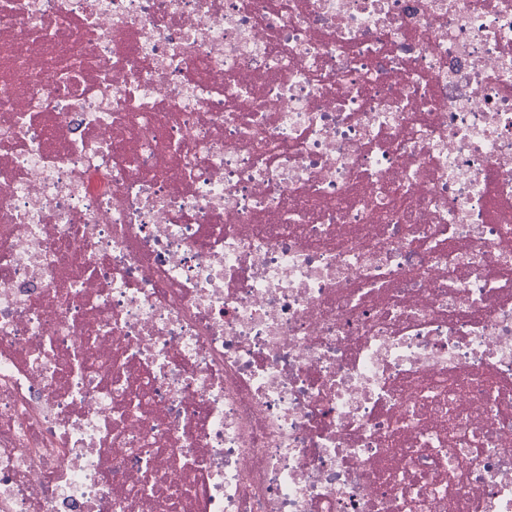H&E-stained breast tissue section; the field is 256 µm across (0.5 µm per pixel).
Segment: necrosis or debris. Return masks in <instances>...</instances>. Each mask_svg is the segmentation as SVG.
Returning <instances> with one entry per match:
<instances>
[{
    "label": "necrosis or debris",
    "mask_w": 512,
    "mask_h": 512,
    "mask_svg": "<svg viewBox=\"0 0 512 512\" xmlns=\"http://www.w3.org/2000/svg\"><path fill=\"white\" fill-rule=\"evenodd\" d=\"M0 512H512V0H0Z\"/></svg>",
    "instance_id": "obj_1"
}]
</instances>
